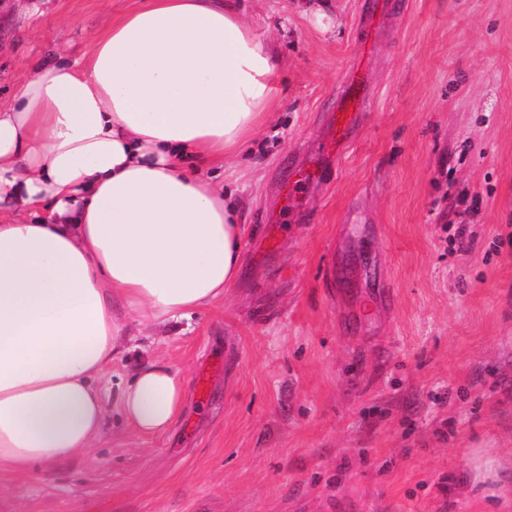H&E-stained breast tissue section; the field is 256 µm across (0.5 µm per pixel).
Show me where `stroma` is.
<instances>
[{
	"instance_id": "stroma-1",
	"label": "stroma",
	"mask_w": 512,
	"mask_h": 512,
	"mask_svg": "<svg viewBox=\"0 0 512 512\" xmlns=\"http://www.w3.org/2000/svg\"><path fill=\"white\" fill-rule=\"evenodd\" d=\"M11 2L4 96L137 4ZM365 2L235 0L280 58L231 185L244 275L214 309L134 332L107 374L164 356L184 407L164 433L113 413L97 448L1 471L0 512H512V0H389L369 36ZM358 59L365 115L286 206ZM322 175V167L314 165H309L298 171L295 179L288 181V184L284 186V197L287 203L303 196L311 185L321 179Z\"/></svg>"
}]
</instances>
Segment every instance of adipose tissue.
<instances>
[{"label":"adipose tissue","mask_w":512,"mask_h":512,"mask_svg":"<svg viewBox=\"0 0 512 512\" xmlns=\"http://www.w3.org/2000/svg\"><path fill=\"white\" fill-rule=\"evenodd\" d=\"M276 69L228 0H140L0 96V470L97 447L112 409L138 436L181 413L163 357L113 394L104 375L129 323L160 329L240 278L241 215L209 169L270 121Z\"/></svg>","instance_id":"1"}]
</instances>
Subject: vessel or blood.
<instances>
[{
    "label": "vessel or blood",
    "mask_w": 512,
    "mask_h": 512,
    "mask_svg": "<svg viewBox=\"0 0 512 512\" xmlns=\"http://www.w3.org/2000/svg\"><path fill=\"white\" fill-rule=\"evenodd\" d=\"M342 91L336 101V108L330 113L328 126L331 135L321 142L322 155L332 154L341 144L346 142L356 124L363 116L364 87L359 66H352L341 82ZM323 169L310 165L297 172L295 179L284 187L286 201H294L303 196L306 190L318 182Z\"/></svg>",
    "instance_id": "vessel-or-blood-1"
}]
</instances>
